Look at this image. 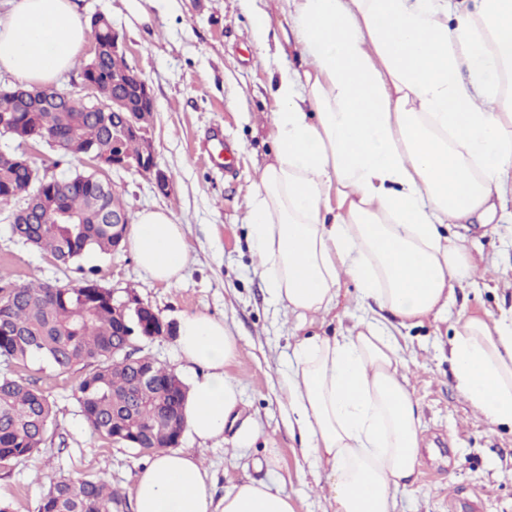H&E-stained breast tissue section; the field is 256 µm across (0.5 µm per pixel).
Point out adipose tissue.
<instances>
[{"label": "adipose tissue", "mask_w": 512, "mask_h": 512, "mask_svg": "<svg viewBox=\"0 0 512 512\" xmlns=\"http://www.w3.org/2000/svg\"><path fill=\"white\" fill-rule=\"evenodd\" d=\"M288 42L251 15L274 53L273 162L249 198L248 240L272 303L304 319L329 312L341 279L371 319L345 336L299 339L279 377L288 424L326 478L333 512H398L418 466L420 416L388 327L447 308L479 268L444 228L491 223L512 197V0H281ZM0 72L30 88L78 62L87 30L74 0H9ZM130 246L153 279L178 281L190 251L164 210L139 211ZM179 350L197 367L188 431L222 436L241 394L226 371L237 346L223 320L184 314ZM456 387L494 425L512 426V317L465 318L450 342ZM135 512H295L279 484L241 480L215 502L207 467L161 450L138 474Z\"/></svg>", "instance_id": "1"}]
</instances>
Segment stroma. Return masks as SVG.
Segmentation results:
<instances>
[{
    "instance_id": "35a3bbf8",
    "label": "stroma",
    "mask_w": 512,
    "mask_h": 512,
    "mask_svg": "<svg viewBox=\"0 0 512 512\" xmlns=\"http://www.w3.org/2000/svg\"><path fill=\"white\" fill-rule=\"evenodd\" d=\"M76 4L80 20L98 12L111 19L127 61L147 79L155 103L152 139L169 187L160 191L154 177L135 171H113L109 179L129 214L171 212L184 227L191 261L171 285L152 279L128 247L113 254L89 251L63 266L12 236L6 221L10 208L2 204L0 286L36 278L75 285L90 269L104 287L134 290L171 324L190 312L224 320L237 344L226 371L239 385L241 416L249 420L255 438L249 448L239 450L230 429L207 441L186 433L180 451L204 461L216 498H223L230 481L250 478L284 483L295 512H331L288 428L277 382L297 339L346 334L369 313L357 307L355 287L344 279L329 313L303 321L279 314L254 271L256 260L247 243V199L273 152L268 128L274 65L255 46L250 14L257 7L267 11L276 33L287 16L277 0H158L149 10V22L134 25L123 0ZM219 133L238 151L230 174L209 159ZM19 149L39 173L50 177L91 169L88 158L62 159L48 146L21 145L0 135V152ZM448 231L463 232L480 271L475 284L457 288L446 311L394 331L409 360V390L423 429L417 478L399 494L398 509L462 512L463 503L478 499L481 512H512V428L491 425L471 408L457 390L448 362L449 342L462 316L512 314V202L498 223L472 224L465 230L452 224ZM14 372L48 393L56 414L39 451L0 470V501L9 503L11 512H37L50 478L90 475L117 490L119 512H134L130 488L150 457L135 448L113 447L93 433L76 401L82 370L61 373L32 364ZM268 448L278 455L266 466L262 459Z\"/></svg>"
}]
</instances>
